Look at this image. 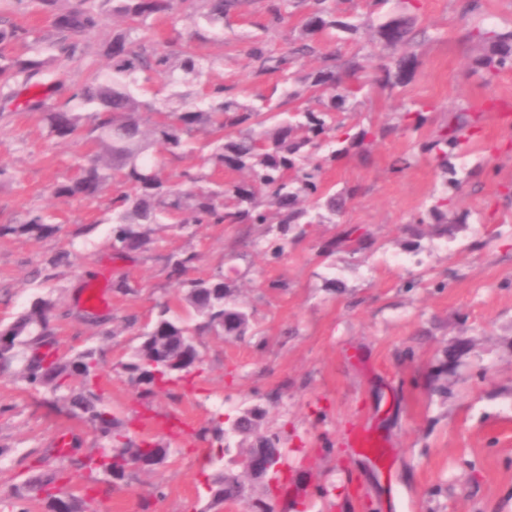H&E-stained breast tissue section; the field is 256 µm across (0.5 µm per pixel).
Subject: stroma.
Returning a JSON list of instances; mask_svg holds the SVG:
<instances>
[{
    "mask_svg": "<svg viewBox=\"0 0 512 512\" xmlns=\"http://www.w3.org/2000/svg\"><path fill=\"white\" fill-rule=\"evenodd\" d=\"M265 6L251 0L246 17L225 19L223 29L196 43L200 54L217 60L212 81L234 86L244 101L271 93L277 82L253 81L251 39L281 52L300 26L295 16L264 30ZM420 25L427 36L416 47L415 80L375 89L356 107L362 120L393 122L412 100L436 104L441 119L469 100L512 99V71L489 83L474 73L483 51L464 38L456 0H422ZM484 143L457 161L456 206L470 218L446 238L408 230L441 174L430 156L417 154L414 139L394 135L378 144L371 164L349 159L326 170L328 185L357 188L341 220L371 233L370 249L324 253L336 227L314 224L306 237L289 240L277 261L256 247L234 258L236 227L194 224L182 231L167 224L149 251L123 257L112 250L109 195L62 201L51 193L90 158L91 145L80 136L50 137L38 115L0 97V164L14 174L0 182V218L39 209L59 227L42 239L0 236V325L36 298L51 299L61 352L97 351L105 400L125 417L135 389L115 366L132 355L157 303L180 311L182 289L169 276L168 256L195 250L200 260L192 277L234 268L230 285L252 313L253 331L231 340L198 336L204 362L195 390L178 402L159 395L155 411L180 416L190 431L264 408L266 425L285 427L293 441L308 444L288 458L289 490L302 512H512V129L485 121ZM411 152L415 163L393 177V158ZM477 166L480 176L468 177ZM62 251L68 263L46 271L47 260ZM397 256L406 265H395ZM118 272L129 276L133 291L110 294L109 308L83 316L87 283L111 285ZM412 276L420 287L405 289ZM275 279L287 288L267 289ZM358 428L387 440V470L351 448ZM62 430L81 448L92 447L88 424L59 413L49 392L30 389L15 372L0 373V500H11ZM217 467L237 471L235 454L183 443L156 470L103 487L92 512H139L145 497L154 512H225L211 506L205 484Z\"/></svg>",
    "mask_w": 512,
    "mask_h": 512,
    "instance_id": "35a3bbf8",
    "label": "stroma"
}]
</instances>
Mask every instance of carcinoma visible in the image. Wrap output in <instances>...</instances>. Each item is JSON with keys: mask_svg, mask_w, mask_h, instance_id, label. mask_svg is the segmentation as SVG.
<instances>
[{"mask_svg": "<svg viewBox=\"0 0 512 512\" xmlns=\"http://www.w3.org/2000/svg\"><path fill=\"white\" fill-rule=\"evenodd\" d=\"M25 1L51 14L49 39L55 54L48 60L9 56L7 45L28 39L30 32L0 27V94L13 99L44 83L62 97L48 107L44 98L33 95L26 100V109L42 114L50 136L67 140L81 135L94 145L96 154L72 178L56 184L54 196L91 199L112 190V248L118 254L147 251L154 243L156 224H176L182 230L191 224L242 226L255 246L275 225L280 236L267 241L266 251L277 258L288 246L289 232L299 239L312 224L336 223L357 194L356 188L338 193L327 188L326 165L350 157L367 164L380 140L417 133L432 122L435 106L414 100L402 106L393 124L336 120V113L352 110L370 87L406 86L415 79L420 67L415 24L421 0H401L403 13L375 27L377 40L399 54L369 71L356 61L343 68L336 53H323L318 47L322 38L334 41L338 32L358 30L359 14H337L333 0H268L269 28L284 26L299 8L306 13L287 51L276 53L261 39L250 43L247 57L253 76L276 74L284 87L281 99L259 94L256 103L241 101L233 88L210 82L215 60L196 52L194 38L162 43L148 34L150 19L174 12L222 26L229 12L242 8L246 0H75L65 7L59 6L60 0H16ZM109 2L124 28L103 50L108 67L88 68L81 82L71 86L65 76L70 63L84 54L79 38L101 26V5ZM465 36L487 49L474 68L484 72L486 81L512 70V28L473 25ZM311 58L319 65L302 73ZM154 75L165 79L172 89L169 99L176 104L157 108L139 97L141 82ZM289 103L294 107H287ZM507 109V104L483 99L468 108L448 110V119L420 145L443 173L441 188L429 195L409 223L427 224L438 237L448 236L455 224L467 223L469 213L458 211L454 202L459 181L448 180V174L455 173L452 160L475 145L487 113ZM199 133L212 137L211 152L198 168L172 176L167 160L194 153ZM57 231L58 226L37 210L0 224V235L42 238ZM367 242L362 228L344 225L326 248L355 255ZM198 261L199 254L188 249L168 257L171 277L183 288L181 302L197 316L195 324L173 314L169 303H159L153 324L162 325L164 334L143 333L130 359L115 367L136 390L137 408L123 419L104 404L96 351L61 354L51 300L36 299L0 327V368L18 363V374L31 389L56 395L55 403L95 433L92 453L67 454L56 459L52 469L37 467L16 498L34 493L46 512H90L91 491L99 484L114 485L166 462L171 448L138 432L141 416L152 410L158 394L180 400L193 385L200 372L192 365L200 355L195 337L212 333L240 338L252 330L251 316L238 303L224 271L207 279L187 277ZM264 416L265 411L255 406L195 431L196 440L217 442L226 454L232 450V437L249 441L246 448L237 449L241 472L217 469L207 475L211 503L238 500L250 512H275L278 495L288 497L283 470L288 433L282 427L260 431ZM263 448L276 450L274 463L281 468L254 475L245 461ZM74 470L86 472L83 492L77 494L65 490Z\"/></svg>", "mask_w": 512, "mask_h": 512, "instance_id": "1", "label": "carcinoma"}]
</instances>
